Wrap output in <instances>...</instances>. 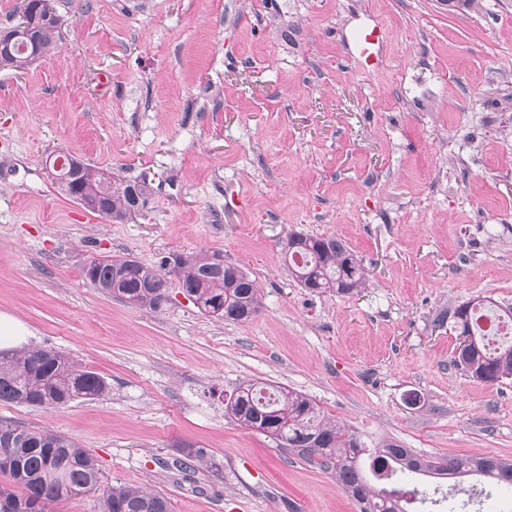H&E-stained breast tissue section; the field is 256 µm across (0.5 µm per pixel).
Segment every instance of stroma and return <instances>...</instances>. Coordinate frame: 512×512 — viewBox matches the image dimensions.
<instances>
[{
	"instance_id": "35a3bbf8",
	"label": "stroma",
	"mask_w": 512,
	"mask_h": 512,
	"mask_svg": "<svg viewBox=\"0 0 512 512\" xmlns=\"http://www.w3.org/2000/svg\"><path fill=\"white\" fill-rule=\"evenodd\" d=\"M55 8L54 50L0 68V311L109 391L0 402V420L75 440L103 484L149 487L172 512H358L332 471L228 417L245 381L305 395L371 445L512 459V379L457 369L444 320L479 297L512 306V0ZM376 25L368 73L356 37ZM54 151L154 192L112 223L58 193ZM293 231L345 241L367 288H300L281 254ZM213 252L255 279L252 319L202 314L173 276L150 312L83 273ZM187 448L207 464L178 471Z\"/></svg>"
}]
</instances>
